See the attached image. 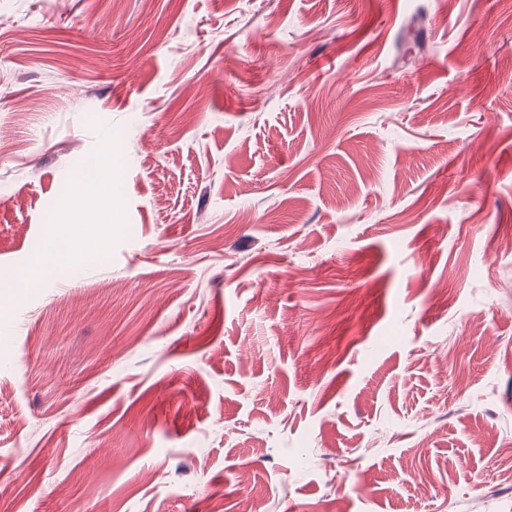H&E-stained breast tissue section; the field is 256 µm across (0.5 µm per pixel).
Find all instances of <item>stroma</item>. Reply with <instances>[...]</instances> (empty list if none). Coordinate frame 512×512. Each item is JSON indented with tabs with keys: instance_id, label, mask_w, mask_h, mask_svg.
<instances>
[{
	"instance_id": "obj_1",
	"label": "stroma",
	"mask_w": 512,
	"mask_h": 512,
	"mask_svg": "<svg viewBox=\"0 0 512 512\" xmlns=\"http://www.w3.org/2000/svg\"><path fill=\"white\" fill-rule=\"evenodd\" d=\"M508 236L512 0H0V512H512ZM52 245L48 252L40 254L35 259V272L28 276V288H37L48 267H62L69 265L73 260L69 241L63 236L53 232Z\"/></svg>"
}]
</instances>
